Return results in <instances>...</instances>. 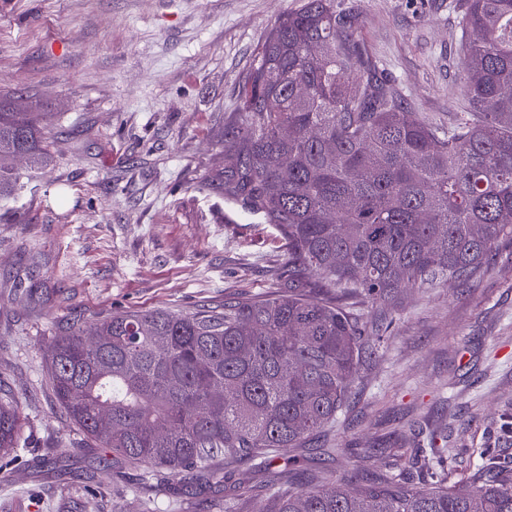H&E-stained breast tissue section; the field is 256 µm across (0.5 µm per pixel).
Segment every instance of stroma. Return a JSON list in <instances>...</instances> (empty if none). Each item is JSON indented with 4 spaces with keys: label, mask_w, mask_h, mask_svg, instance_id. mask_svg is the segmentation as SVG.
<instances>
[{
    "label": "stroma",
    "mask_w": 512,
    "mask_h": 512,
    "mask_svg": "<svg viewBox=\"0 0 512 512\" xmlns=\"http://www.w3.org/2000/svg\"><path fill=\"white\" fill-rule=\"evenodd\" d=\"M412 111L445 128L465 109L453 0H340ZM303 0H0V93L49 113L45 163L10 164L0 196V401L21 415V461L0 512H185L149 496L60 411L46 346L73 316L193 312L278 292L273 225L204 189L253 53ZM370 333L349 404L302 464L327 484L391 469L428 483L432 448L468 478L483 449L512 465V241L467 281L408 290L397 311L356 298ZM350 445L351 455H325Z\"/></svg>",
    "instance_id": "1"
}]
</instances>
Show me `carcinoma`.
I'll use <instances>...</instances> for the list:
<instances>
[{"instance_id":"1","label":"carcinoma","mask_w":512,"mask_h":512,"mask_svg":"<svg viewBox=\"0 0 512 512\" xmlns=\"http://www.w3.org/2000/svg\"><path fill=\"white\" fill-rule=\"evenodd\" d=\"M469 112L439 129L377 78L336 0H304L256 49L224 124V169L204 187L273 225L288 246L284 291L217 307L114 312L91 336L82 318L47 348L66 418L97 448L163 471L224 512H512V467L485 452L448 482L436 461L417 486L389 470L323 488L297 481L300 456L347 405L365 330L342 300L385 310L406 288L467 280L512 238V0H457ZM40 112L0 100V194L7 160L48 155ZM19 416L0 404V454L18 444ZM259 462L264 490L226 484Z\"/></svg>"}]
</instances>
